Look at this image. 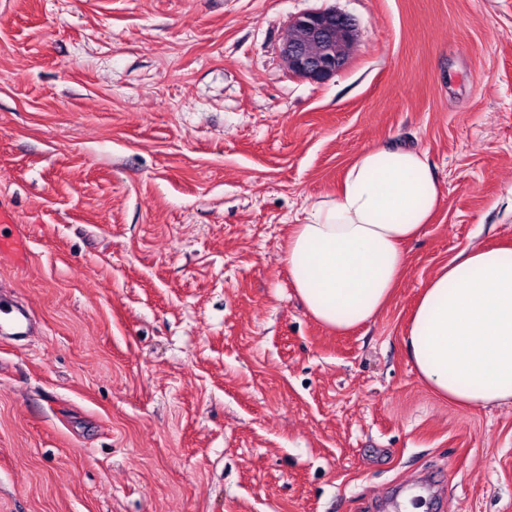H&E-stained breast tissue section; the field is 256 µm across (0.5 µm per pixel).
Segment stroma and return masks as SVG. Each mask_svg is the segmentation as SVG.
Masks as SVG:
<instances>
[{
    "label": "stroma",
    "mask_w": 512,
    "mask_h": 512,
    "mask_svg": "<svg viewBox=\"0 0 512 512\" xmlns=\"http://www.w3.org/2000/svg\"><path fill=\"white\" fill-rule=\"evenodd\" d=\"M359 25L322 85L291 22ZM378 145L426 153L431 224L339 335L284 255ZM512 0H0V512H512V404L433 394L405 347L429 279L512 248ZM14 217L10 211L0 210V224L7 231H1L0 225V263L9 261L16 267L25 266L31 255L30 239L13 230ZM32 328L31 317L26 311L0 304V335L2 337L28 336Z\"/></svg>",
    "instance_id": "stroma-1"
}]
</instances>
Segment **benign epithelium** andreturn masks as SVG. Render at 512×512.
<instances>
[{"instance_id": "obj_1", "label": "benign epithelium", "mask_w": 512, "mask_h": 512, "mask_svg": "<svg viewBox=\"0 0 512 512\" xmlns=\"http://www.w3.org/2000/svg\"><path fill=\"white\" fill-rule=\"evenodd\" d=\"M358 35L355 20L333 8L297 17L282 47L288 73L315 84L329 81L346 65Z\"/></svg>"}]
</instances>
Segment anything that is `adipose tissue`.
I'll return each instance as SVG.
<instances>
[{"label":"adipose tissue","mask_w":512,"mask_h":512,"mask_svg":"<svg viewBox=\"0 0 512 512\" xmlns=\"http://www.w3.org/2000/svg\"><path fill=\"white\" fill-rule=\"evenodd\" d=\"M440 202L422 151L362 152L336 196L313 202L288 237V277L309 314L339 333L375 318L404 272L403 244ZM406 346L437 396L471 409L512 402V249L472 246L440 268L416 302Z\"/></svg>","instance_id":"adipose-tissue-1"}]
</instances>
